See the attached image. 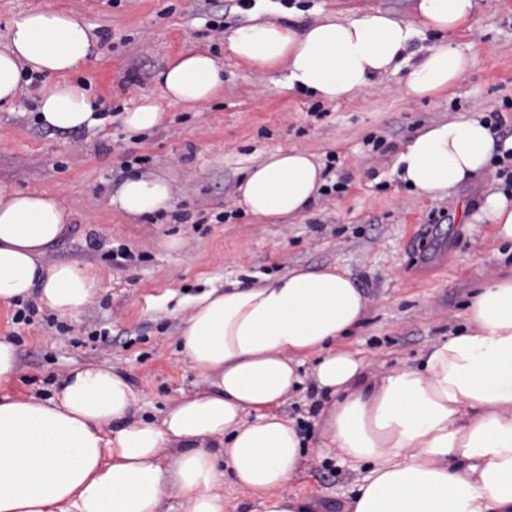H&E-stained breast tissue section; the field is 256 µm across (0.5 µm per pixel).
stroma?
Here are the masks:
<instances>
[{
    "mask_svg": "<svg viewBox=\"0 0 512 512\" xmlns=\"http://www.w3.org/2000/svg\"><path fill=\"white\" fill-rule=\"evenodd\" d=\"M413 0H0V42L10 22L35 9L66 10L100 38L96 57L72 73L88 89L102 124L56 131L38 121L37 105L54 78L24 88L0 108V187L47 191L71 208L66 233L49 249L55 262L90 267L99 292L66 332L46 323L13 324L15 305H0V336L16 345L18 373L0 394H50L70 370L101 366L126 376L139 416H160L201 379L190 368L180 330L190 301L224 283L242 286L297 266L345 267L368 298L361 327L345 346L379 379L401 365L420 366L429 347L465 324L475 288L512 278V244L500 241L481 207L512 188V159L499 158L481 178L421 196L394 171L397 153L424 126L502 113L495 138H512V0H477L469 28L449 44L472 58L452 89L407 96L402 74L375 78L366 91L333 102L292 87L287 69L261 76L227 48L228 36L265 19L305 24L351 17L376 7L413 20ZM197 48L224 63V94L195 112L168 100L156 80L182 50ZM162 123L136 133L123 121L142 105ZM278 149L314 154L328 166L324 192L303 215L261 224L244 213L237 186L247 168ZM151 172L173 190L169 212L130 221L110 196L124 177ZM129 261L115 266L113 249ZM107 331L109 344L91 341ZM315 397L302 386L280 408L305 436L301 473L284 492L307 499L310 512H344L357 476L320 435Z\"/></svg>",
    "mask_w": 512,
    "mask_h": 512,
    "instance_id": "1",
    "label": "stroma"
}]
</instances>
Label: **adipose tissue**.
<instances>
[{
  "label": "adipose tissue",
  "mask_w": 512,
  "mask_h": 512,
  "mask_svg": "<svg viewBox=\"0 0 512 512\" xmlns=\"http://www.w3.org/2000/svg\"><path fill=\"white\" fill-rule=\"evenodd\" d=\"M476 0H414V18L368 8L304 26L254 19L228 38L240 61L267 73L288 69L292 85L326 101L404 72L408 95L448 91L471 58L447 43L470 26ZM421 31L439 45L409 62ZM97 38L75 14L32 11L12 21L0 49V103L13 102L30 71L59 76L38 104L40 122L69 131L97 124L88 91L65 81L93 54ZM166 98L201 107L224 87V65L190 49L158 75ZM499 150L489 126L471 119L417 132L398 155L399 179L432 196L484 176ZM311 155L278 149L238 186L254 217L305 213L323 185ZM163 178L134 173L111 197L138 219L172 207ZM71 212L49 193L0 189V302L37 295L62 314L98 292L88 269L48 260ZM367 298L346 270L302 268L248 288L211 289L191 303L180 339L203 389L182 394L156 420L136 415L128 380L108 368L71 370L50 397L0 398V512H161L179 495L183 512H224L225 480L262 512H306L283 495L300 472L304 437L277 414L316 358L314 381L330 400L319 429L364 477L348 512H512V278L472 295L466 324L434 342L421 366L372 382L340 343L364 316Z\"/></svg>",
  "instance_id": "1"
}]
</instances>
